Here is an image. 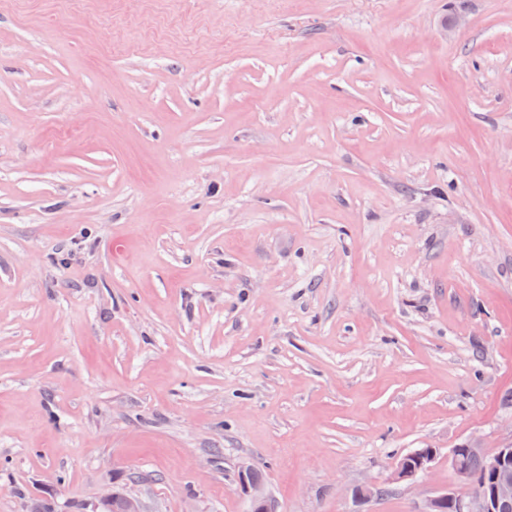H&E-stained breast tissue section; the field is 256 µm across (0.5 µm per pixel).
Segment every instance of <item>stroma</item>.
<instances>
[{
	"label": "stroma",
	"mask_w": 512,
	"mask_h": 512,
	"mask_svg": "<svg viewBox=\"0 0 512 512\" xmlns=\"http://www.w3.org/2000/svg\"><path fill=\"white\" fill-rule=\"evenodd\" d=\"M511 436L512 0H0V512Z\"/></svg>",
	"instance_id": "stroma-1"
}]
</instances>
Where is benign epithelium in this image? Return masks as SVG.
<instances>
[{
	"label": "benign epithelium",
	"mask_w": 512,
	"mask_h": 512,
	"mask_svg": "<svg viewBox=\"0 0 512 512\" xmlns=\"http://www.w3.org/2000/svg\"><path fill=\"white\" fill-rule=\"evenodd\" d=\"M480 455L485 461V474L491 480L490 493L480 494L474 490L475 478L468 470V458ZM437 450L421 448L409 452L397 462L393 480L417 484L433 468ZM448 464L460 477V484L432 497L425 512H512V438L488 453L478 438H469L451 449ZM240 483L250 496L251 512H272L261 485L252 480L245 471Z\"/></svg>",
	"instance_id": "benign-epithelium-1"
}]
</instances>
